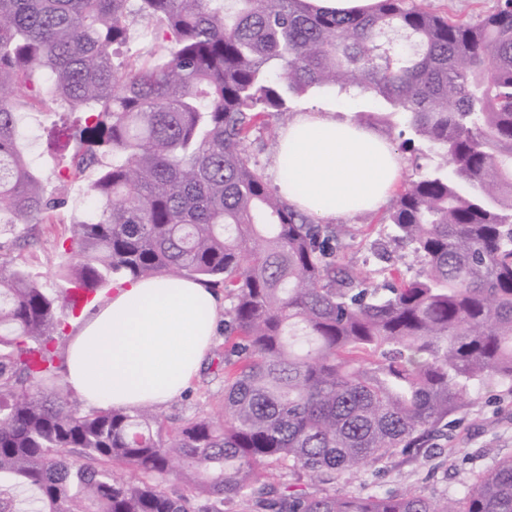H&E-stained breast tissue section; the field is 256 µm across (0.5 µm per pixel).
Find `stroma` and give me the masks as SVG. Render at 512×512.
<instances>
[{
	"instance_id": "stroma-1",
	"label": "stroma",
	"mask_w": 512,
	"mask_h": 512,
	"mask_svg": "<svg viewBox=\"0 0 512 512\" xmlns=\"http://www.w3.org/2000/svg\"><path fill=\"white\" fill-rule=\"evenodd\" d=\"M304 106H326L342 116L372 110L373 103L367 98L339 96L331 90L312 91L290 100L287 113L272 118L271 128L256 133L248 144L262 172H269L272 165L278 131L287 124L289 114ZM20 111L23 128L37 132L36 137L27 141L28 155L41 169L47 190H54L55 173L63 158L48 151L44 133L52 125L76 121L77 115L25 105ZM88 204L82 184H75L67 195L65 207L59 211L61 223L38 225L40 242L24 254L37 271L50 275L70 261V254L56 248L55 241L69 236L71 215L84 210ZM386 215V210L382 209L373 214L360 213L337 219V226L345 232L346 247L341 255L344 265L377 276L373 247L375 243L388 240ZM223 349L224 336L216 334L192 384L162 408L161 414L170 425L180 426L200 411L220 408L224 399V376L216 364ZM509 458H512V387L492 384L472 390L461 409L449 416L447 428L429 437L419 453L385 460L358 479L337 480L336 487L350 493L414 491L433 499L458 498L477 475Z\"/></svg>"
}]
</instances>
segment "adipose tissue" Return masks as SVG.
I'll use <instances>...</instances> for the list:
<instances>
[{"mask_svg": "<svg viewBox=\"0 0 512 512\" xmlns=\"http://www.w3.org/2000/svg\"><path fill=\"white\" fill-rule=\"evenodd\" d=\"M279 194L296 210L331 221L378 210L402 172L385 137L349 118L310 109L281 130L274 149ZM69 342L64 382L87 405L134 411L165 406L197 376L224 305L191 278L122 280Z\"/></svg>", "mask_w": 512, "mask_h": 512, "instance_id": "adipose-tissue-1", "label": "adipose tissue"}]
</instances>
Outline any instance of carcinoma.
<instances>
[{"mask_svg":"<svg viewBox=\"0 0 512 512\" xmlns=\"http://www.w3.org/2000/svg\"><path fill=\"white\" fill-rule=\"evenodd\" d=\"M154 48L119 58L135 21ZM313 89L369 97L440 159L392 200L416 274L370 286L332 224L288 206L247 151ZM83 113L46 191L16 93ZM68 127L47 134L56 153ZM72 261L47 288L0 245V512H512V458L461 499L336 490L419 447L471 388L512 385V0L475 20L434 0L339 15L308 0H0V214L36 226L86 170ZM223 286L224 403L171 430L152 407L89 408L56 333L122 279ZM188 489L169 488L173 464ZM288 470L280 484L269 472ZM320 482L328 487L309 490Z\"/></svg>","mask_w":512,"mask_h":512,"instance_id":"obj_1","label":"carcinoma"}]
</instances>
